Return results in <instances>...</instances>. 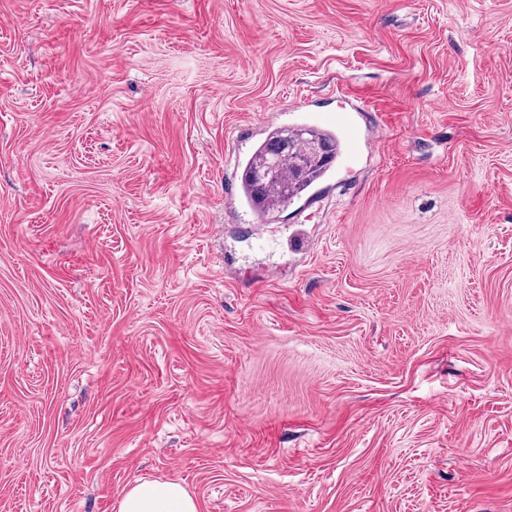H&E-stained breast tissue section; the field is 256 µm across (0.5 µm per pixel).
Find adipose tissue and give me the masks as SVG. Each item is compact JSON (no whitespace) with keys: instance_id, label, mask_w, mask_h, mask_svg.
<instances>
[{"instance_id":"adipose-tissue-1","label":"adipose tissue","mask_w":512,"mask_h":512,"mask_svg":"<svg viewBox=\"0 0 512 512\" xmlns=\"http://www.w3.org/2000/svg\"><path fill=\"white\" fill-rule=\"evenodd\" d=\"M117 512H199V507L179 482L142 481L123 494Z\"/></svg>"}]
</instances>
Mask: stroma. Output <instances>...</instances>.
Listing matches in <instances>:
<instances>
[{
    "instance_id": "stroma-1",
    "label": "stroma",
    "mask_w": 512,
    "mask_h": 512,
    "mask_svg": "<svg viewBox=\"0 0 512 512\" xmlns=\"http://www.w3.org/2000/svg\"><path fill=\"white\" fill-rule=\"evenodd\" d=\"M303 101L368 162L226 210ZM145 480L512 512V0H0V512ZM320 123L318 127L324 132L335 135L340 142L338 157L356 158L362 151L368 140V129L363 128L361 123L353 115L334 116L322 114L316 117Z\"/></svg>"
}]
</instances>
